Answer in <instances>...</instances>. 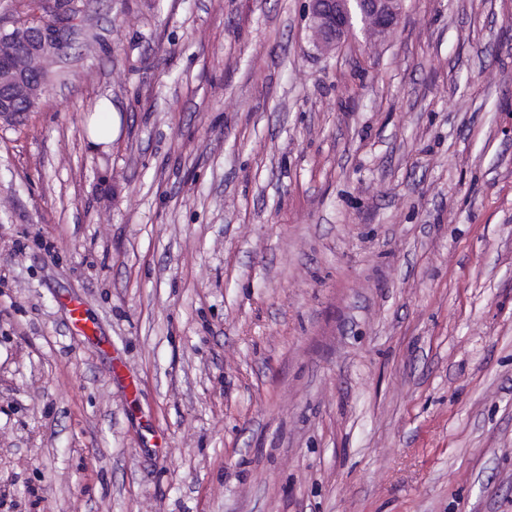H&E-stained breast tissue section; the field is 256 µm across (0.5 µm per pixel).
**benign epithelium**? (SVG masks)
Instances as JSON below:
<instances>
[{
  "label": "benign epithelium",
  "mask_w": 512,
  "mask_h": 512,
  "mask_svg": "<svg viewBox=\"0 0 512 512\" xmlns=\"http://www.w3.org/2000/svg\"><path fill=\"white\" fill-rule=\"evenodd\" d=\"M404 0H306L305 12L317 44L334 49L354 31L355 22L369 25L375 35H383L397 23ZM63 24L54 30L36 19L0 28V122L16 124L38 104L46 81L43 71L34 68L56 47L64 46Z\"/></svg>",
  "instance_id": "obj_1"
}]
</instances>
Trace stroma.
<instances>
[{
  "label": "stroma",
  "mask_w": 512,
  "mask_h": 512,
  "mask_svg": "<svg viewBox=\"0 0 512 512\" xmlns=\"http://www.w3.org/2000/svg\"><path fill=\"white\" fill-rule=\"evenodd\" d=\"M75 2L0 127V512H512V0ZM404 0H306L305 12L317 44L335 49L354 31L355 22L369 25L375 35H383L397 23Z\"/></svg>",
  "instance_id": "obj_1"
}]
</instances>
